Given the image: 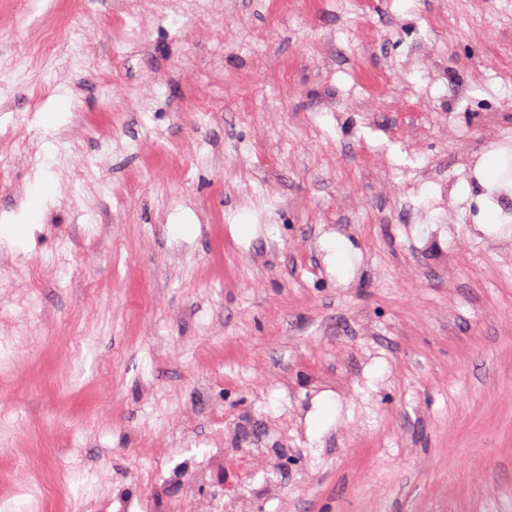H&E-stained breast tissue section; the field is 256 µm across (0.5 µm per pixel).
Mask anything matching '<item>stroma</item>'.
<instances>
[{"mask_svg": "<svg viewBox=\"0 0 512 512\" xmlns=\"http://www.w3.org/2000/svg\"><path fill=\"white\" fill-rule=\"evenodd\" d=\"M508 50L512 0H0L9 512H512ZM67 36V18L58 14L37 22L28 32V42L33 55L52 51L63 44Z\"/></svg>", "mask_w": 512, "mask_h": 512, "instance_id": "stroma-1", "label": "stroma"}]
</instances>
